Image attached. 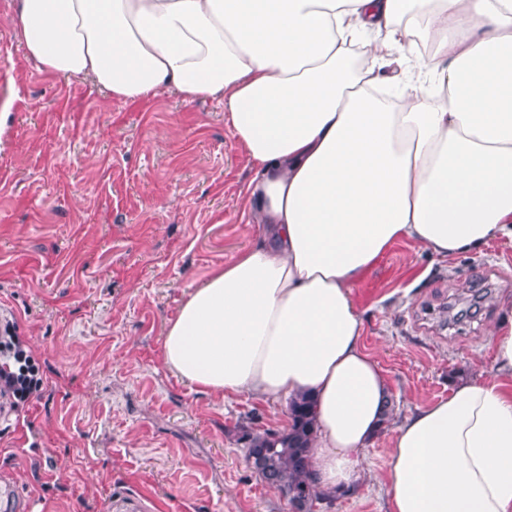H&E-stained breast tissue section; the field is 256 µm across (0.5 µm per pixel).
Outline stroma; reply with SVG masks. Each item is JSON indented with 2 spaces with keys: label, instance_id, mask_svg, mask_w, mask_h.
<instances>
[{
  "label": "stroma",
  "instance_id": "stroma-1",
  "mask_svg": "<svg viewBox=\"0 0 512 512\" xmlns=\"http://www.w3.org/2000/svg\"><path fill=\"white\" fill-rule=\"evenodd\" d=\"M0 0V319L46 381L0 409V512H291L248 464L243 432H281L287 400L200 394L162 361L184 298L258 228L224 106L163 93L109 99L24 59ZM364 348L408 412L490 373L488 331L512 318V239L438 257L394 244L351 288ZM391 431L354 490L313 512H387Z\"/></svg>",
  "mask_w": 512,
  "mask_h": 512
}]
</instances>
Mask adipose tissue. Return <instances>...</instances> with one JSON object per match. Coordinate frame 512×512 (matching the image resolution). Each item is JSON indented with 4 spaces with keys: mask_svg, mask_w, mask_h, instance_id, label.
<instances>
[{
    "mask_svg": "<svg viewBox=\"0 0 512 512\" xmlns=\"http://www.w3.org/2000/svg\"><path fill=\"white\" fill-rule=\"evenodd\" d=\"M41 71L113 100L224 106L260 241L182 302L166 367L198 390L314 402L335 495L391 421L351 288L396 242L442 257L512 237V0H16ZM494 369L396 423L388 512H512V325Z\"/></svg>",
    "mask_w": 512,
    "mask_h": 512,
    "instance_id": "adipose-tissue-1",
    "label": "adipose tissue"
}]
</instances>
